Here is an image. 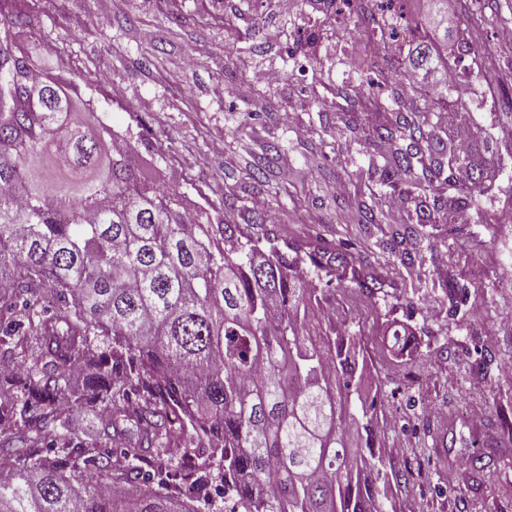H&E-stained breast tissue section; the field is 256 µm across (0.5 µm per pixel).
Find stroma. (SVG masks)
Instances as JSON below:
<instances>
[{
    "mask_svg": "<svg viewBox=\"0 0 512 512\" xmlns=\"http://www.w3.org/2000/svg\"><path fill=\"white\" fill-rule=\"evenodd\" d=\"M41 0L21 35L34 59L56 74H84L80 93L94 121L133 138L137 169L150 183L177 187L181 207L237 225L242 236L274 239L299 251H345L339 287L329 289L322 322L345 309L379 393L376 444L389 484L385 512H512V0H456L449 44L471 42L474 74L444 88L465 107L461 127L483 151L488 176L468 224H431L413 207L358 223V197L384 199L377 180H352L373 145L345 149L344 121H383L365 96L346 101L372 58L375 25L360 19L352 37L322 35L335 11L307 4L276 13L274 0ZM319 32L305 47L317 70L284 66L297 30ZM152 52V63L142 55ZM248 56L252 69L238 61ZM260 113L252 131L247 113ZM279 149L267 177L247 172L264 145ZM343 193H333L335 184ZM273 222H252L255 199ZM408 232L410 262L389 249ZM466 286L458 307L448 281ZM481 408L480 425L467 415ZM484 471L470 469L472 451Z\"/></svg>",
    "mask_w": 512,
    "mask_h": 512,
    "instance_id": "35a3bbf8",
    "label": "stroma"
}]
</instances>
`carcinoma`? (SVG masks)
<instances>
[{"label": "carcinoma", "mask_w": 512, "mask_h": 512, "mask_svg": "<svg viewBox=\"0 0 512 512\" xmlns=\"http://www.w3.org/2000/svg\"><path fill=\"white\" fill-rule=\"evenodd\" d=\"M414 22L430 29L414 70L448 42V0ZM0 512H202L213 486L226 512H381L387 484L373 451L377 397L357 337L318 319L323 289L298 255L237 237L234 224L191 221L172 191L132 165L75 109L82 74L34 66L0 12ZM406 76L381 68L398 98ZM428 107L395 111L369 131L345 123L351 147L375 141L369 177L419 208L456 194L435 224L469 205L485 160L439 134ZM310 266L343 265L338 252ZM81 369L84 382L73 381ZM99 418V442L68 430ZM176 422L192 429L178 471L161 451Z\"/></svg>", "instance_id": "cac0c4a2"}]
</instances>
